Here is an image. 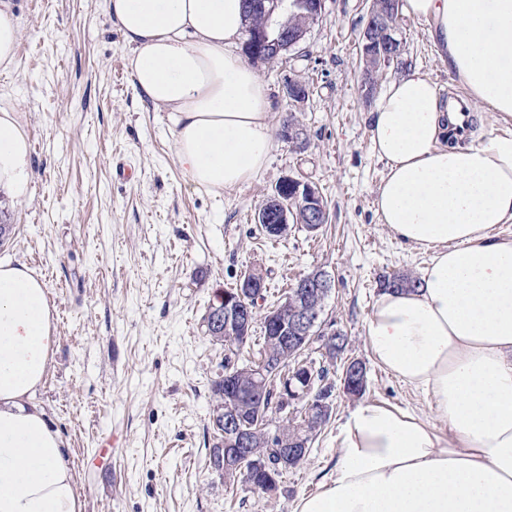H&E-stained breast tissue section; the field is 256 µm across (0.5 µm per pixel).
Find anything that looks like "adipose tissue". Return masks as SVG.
Wrapping results in <instances>:
<instances>
[{
	"instance_id": "1",
	"label": "adipose tissue",
	"mask_w": 512,
	"mask_h": 512,
	"mask_svg": "<svg viewBox=\"0 0 512 512\" xmlns=\"http://www.w3.org/2000/svg\"><path fill=\"white\" fill-rule=\"evenodd\" d=\"M432 20L468 109L512 116V0H405ZM135 87L162 106L197 187L252 179L273 146L267 91L237 54L241 0H106ZM370 135L386 172L376 213L431 255L413 291L381 292L365 321L373 360L430 400L426 419L363 403L340 431L322 491L294 512H512V126L448 145L464 125L410 69L378 97ZM31 145L0 108V191L27 198ZM56 345L53 311L24 263H0V512H82L64 441L34 398Z\"/></svg>"
}]
</instances>
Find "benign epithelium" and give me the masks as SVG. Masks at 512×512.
<instances>
[{"label": "benign epithelium", "instance_id": "1", "mask_svg": "<svg viewBox=\"0 0 512 512\" xmlns=\"http://www.w3.org/2000/svg\"><path fill=\"white\" fill-rule=\"evenodd\" d=\"M400 5L399 0H371L368 19L361 34L363 81L365 95L369 96L374 90V76L397 63L403 54V42L398 37L393 17ZM290 6L295 8L293 16L295 23L279 40H269L266 32L255 30L245 44V56L248 61L256 63H271L284 54L298 49L305 42L310 29L322 17L325 0H293ZM286 94L290 102L303 104L309 99L305 84L291 80L286 85ZM302 129L294 122H285L282 126L281 138L295 147H304L306 142L301 138ZM289 194L298 202L299 210L285 206L283 196ZM324 210L323 197L319 188L291 176L279 181L274 192L266 199L259 209L256 221L268 225V232L278 238L288 236L290 225L300 223L314 233L321 228L320 217ZM265 288L264 275L252 271L243 283L235 290L224 292V298L219 300L220 306L212 309V320L224 324V328L239 326L244 333H249L253 326V309L250 301H261ZM332 280L322 269H314L299 281L294 291L293 304L286 303L271 310L266 320L267 329L273 332L274 338L294 350L305 348V342L320 338L321 353L330 358L338 356L343 351V341L336 336V330L324 332L319 322L321 310L309 303L310 296L320 298L329 295ZM282 365L274 360L264 364V368L254 375L252 391L256 395L263 393L268 383V375L280 372ZM347 375L360 387L366 381V367L363 362L351 359L346 364ZM331 406V398L321 393L314 395L308 401L312 417L309 421L315 427L323 425L326 414ZM220 426L224 427V471L231 472L240 467L236 458L243 455L246 458L254 456L252 448V431L246 429L238 411L229 406L224 409V417ZM278 437L275 445L281 461L290 465L303 460L309 449L299 447L300 441L280 432L263 434L262 439Z\"/></svg>", "mask_w": 512, "mask_h": 512}]
</instances>
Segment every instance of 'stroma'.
<instances>
[{"label":"stroma","instance_id":"stroma-1","mask_svg":"<svg viewBox=\"0 0 512 512\" xmlns=\"http://www.w3.org/2000/svg\"><path fill=\"white\" fill-rule=\"evenodd\" d=\"M14 2L17 64L0 73V107L27 123L33 189L22 201L0 194V221L13 227L0 262L33 269L55 311L57 345L35 401L66 443L83 512H293L334 469L358 402L430 415L428 398L378 366L364 336L379 274L419 278L429 261L375 214L386 168L371 145L359 53L371 0H326L299 54L256 65L273 128L292 111L285 80L309 86L292 111L307 146L274 138L266 167L221 191L194 186L178 163L166 113L137 91L106 0ZM398 28L404 63L379 88L417 67L441 98L460 93L432 21L406 13ZM289 175L319 187L329 219L317 233L271 239L254 218ZM317 267L333 281L323 318L348 335L343 356L365 363L367 390L359 401L336 393L306 460L276 492L229 491L208 458L224 350L203 336L202 319L244 272L262 271L272 305Z\"/></svg>","mask_w":512,"mask_h":512}]
</instances>
